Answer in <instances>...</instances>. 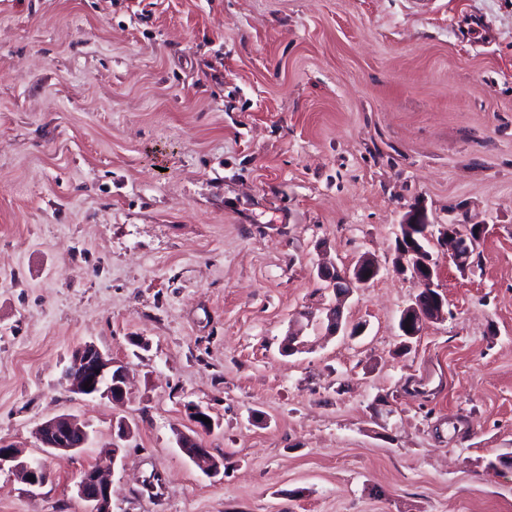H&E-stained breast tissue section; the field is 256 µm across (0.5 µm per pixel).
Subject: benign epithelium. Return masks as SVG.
<instances>
[{"instance_id":"benign-epithelium-1","label":"benign epithelium","mask_w":512,"mask_h":512,"mask_svg":"<svg viewBox=\"0 0 512 512\" xmlns=\"http://www.w3.org/2000/svg\"><path fill=\"white\" fill-rule=\"evenodd\" d=\"M427 226L424 230L426 238H431L429 226L431 222L423 207H418L399 225L396 236V262L400 273H410L423 295L415 303L405 308L400 318L409 324L406 336L415 338L421 335L428 323L437 322L445 317L447 309L446 297L434 293L437 285L435 280L440 276V264L427 247L420 245L416 239V230ZM440 246L446 249L448 261L466 272L469 270V258L477 252L485 236V227L471 225L463 231L455 226L443 225L439 228ZM379 262L370 255L360 258L352 268L319 269L320 277L336 286L334 293L346 297L356 288L368 287L380 274ZM330 335H341L354 340L364 335L366 325L354 327V324L343 320L341 305L336 304L329 309ZM129 367L127 363L102 351L93 342H84L71 351L67 365L64 367L61 380L69 384V389L78 395L90 398L107 399L114 404H122L127 398ZM189 418L193 422L194 434L179 433L177 446L188 459L209 477L219 475L224 468V461L215 458L207 448H194L198 442V432L215 424H205L197 419L202 415H211L198 404L187 406ZM36 438L44 454L48 457H63L75 454L86 447L90 441V433L86 426L70 414L58 415L41 424L36 429ZM9 469L32 488H40L46 481L38 478V472L48 473L45 461H37L23 457V450L0 443V470ZM34 480H29V477ZM112 483L109 476L98 468L83 470L76 483V497L85 504V512H112Z\"/></svg>"}]
</instances>
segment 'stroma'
I'll use <instances>...</instances> for the list:
<instances>
[{
  "instance_id": "stroma-1",
  "label": "stroma",
  "mask_w": 512,
  "mask_h": 512,
  "mask_svg": "<svg viewBox=\"0 0 512 512\" xmlns=\"http://www.w3.org/2000/svg\"><path fill=\"white\" fill-rule=\"evenodd\" d=\"M418 206L486 235L402 355ZM365 255L328 335L317 266ZM86 341L123 405L60 384ZM62 413L91 444L0 512H83L121 420L112 512H512V0H0V441ZM330 316V334L331 336H337L341 334L344 338L348 340H354L363 336L366 331V323H362V325L358 326L357 330L354 332V326L358 323H350L348 321L343 320V312L341 310V304L333 305L329 309ZM189 418L193 422V431L196 435L187 434L185 432H178L179 437L176 439L178 448L188 457V459L209 477L219 475L224 469L223 460L215 458L209 451V448H194L192 444L198 442L199 432L206 431V428L215 427V419L204 409L203 406L198 404H189L187 406ZM205 416L211 420V424H205L204 421L196 419V416ZM178 440V441H177Z\"/></svg>"
}]
</instances>
